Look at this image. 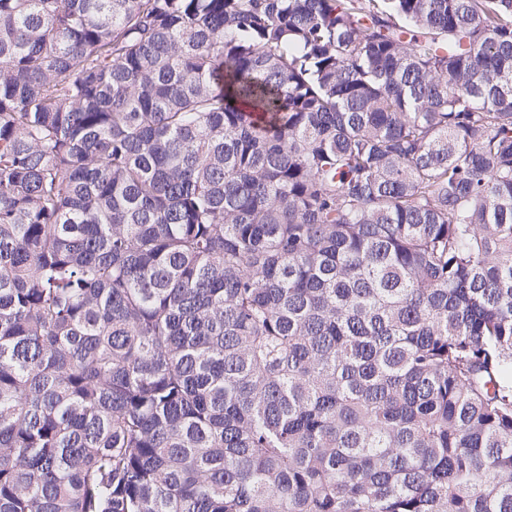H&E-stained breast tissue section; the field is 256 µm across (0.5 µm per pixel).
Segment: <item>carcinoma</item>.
<instances>
[{
    "label": "carcinoma",
    "instance_id": "carcinoma-1",
    "mask_svg": "<svg viewBox=\"0 0 512 512\" xmlns=\"http://www.w3.org/2000/svg\"><path fill=\"white\" fill-rule=\"evenodd\" d=\"M0 512H512V0H0Z\"/></svg>",
    "mask_w": 512,
    "mask_h": 512
}]
</instances>
